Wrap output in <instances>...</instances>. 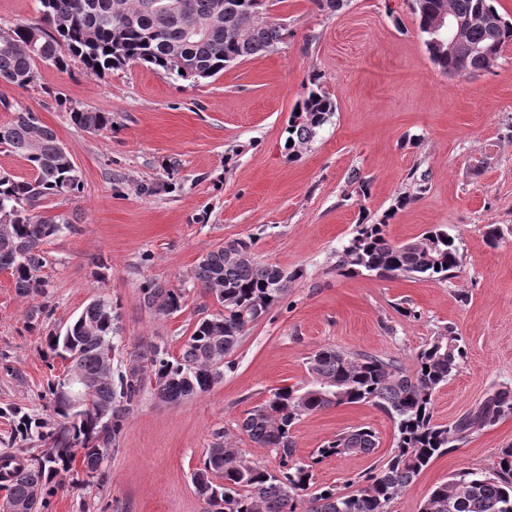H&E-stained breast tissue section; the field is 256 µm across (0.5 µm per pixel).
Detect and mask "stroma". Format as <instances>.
Masks as SVG:
<instances>
[{"instance_id": "obj_1", "label": "stroma", "mask_w": 512, "mask_h": 512, "mask_svg": "<svg viewBox=\"0 0 512 512\" xmlns=\"http://www.w3.org/2000/svg\"><path fill=\"white\" fill-rule=\"evenodd\" d=\"M283 44L196 83L140 63L98 77L78 60L39 66L36 85L0 81V124L28 109L55 130L77 166L81 190L33 212L69 224L46 245L45 294L19 297L0 272V452L10 412H45L47 381L62 371L47 349L94 298L116 304L121 362L145 342L179 353L218 303L196 287L200 259L228 242L252 240L255 257L292 272L287 296L250 323L233 367L204 393L168 402L145 392L127 415L105 463L103 485L62 483L47 512H204L191 475L221 431L236 432L270 389L301 382L317 350L376 355L411 367L441 327L462 337L466 357L434 397L448 424L491 387L512 388V45L486 71L441 73L429 59L412 0H279ZM319 74L337 110L298 158L289 116ZM111 113L112 130L74 126L68 107ZM358 172L361 181L349 180ZM412 201L398 207L401 194ZM386 222L405 243L441 227L462 265L453 278L349 273L338 254L358 224ZM503 227L489 247L487 225ZM150 282L186 291L182 309L157 317L143 304ZM38 322H31L32 310ZM374 429L373 456L343 454L315 468L319 484L352 491L395 444L393 420L368 404L303 417L293 430L308 458L347 428ZM512 446V416L435 459L392 503L419 512L428 491L462 468L493 472Z\"/></svg>"}]
</instances>
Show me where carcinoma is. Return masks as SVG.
Wrapping results in <instances>:
<instances>
[{
	"instance_id": "obj_1",
	"label": "carcinoma",
	"mask_w": 512,
	"mask_h": 512,
	"mask_svg": "<svg viewBox=\"0 0 512 512\" xmlns=\"http://www.w3.org/2000/svg\"><path fill=\"white\" fill-rule=\"evenodd\" d=\"M39 0L34 22L0 27V79L19 87L36 83L39 63L58 68L71 58L102 76L128 63L148 64L174 79L196 83L249 57L272 51L285 31L270 19L249 22L260 0ZM464 18L466 47L453 53L432 47L429 29L442 11ZM431 62L442 73L464 76L488 70L512 44V21L494 0H416L414 10ZM190 25L203 34L188 35ZM336 112V103L319 76L310 78L300 113L288 127L290 148L308 144ZM73 125L89 132L112 129V113L69 108ZM0 146L18 154L33 171L27 179L0 172V272L9 273L19 296L43 294L49 281L43 245L68 222L31 214L45 198L68 196L81 189L79 171L55 131L27 109L0 124ZM387 223L363 224L339 255V266L383 277L443 281L460 266L456 238L440 228L418 237V244L393 243ZM219 247L198 262L194 279L218 302L222 311L200 318L180 353L154 343L141 345L124 370L112 371L116 314L104 298L90 302L64 331L51 334L52 356L66 362L70 377L88 381L85 411L77 418L70 401L56 395L61 380L48 382L52 419L13 412L12 440L39 441L45 453L34 458L23 449L0 453V488L14 501L41 512L48 508L60 479L71 477L81 489L104 481L101 465L112 452L130 409L145 389L154 386L159 398L175 402L213 386L232 362L245 327L264 316L287 292L291 276L272 264L247 255L229 259ZM441 267H436V264ZM146 309L169 317L182 308L178 288L150 283L142 289ZM465 358L455 331H437L413 358L411 369L367 354L324 348L308 358L306 380L271 390L268 398L246 412L239 430L254 444L275 453L278 466L269 470L235 447L229 434L216 442L192 473L206 512H391V504L435 459L474 433L512 415V390L493 388L484 399L450 424L434 419V396ZM354 404H369L385 413L396 427L395 446L385 461L359 476L360 488L341 492L315 488L314 468L322 460L356 453L371 455L377 433L355 426L316 449L308 460L295 454L292 430L302 417ZM81 449V468L75 449ZM420 512H512V446L500 451L492 473L464 470L435 485L421 502Z\"/></svg>"
}]
</instances>
